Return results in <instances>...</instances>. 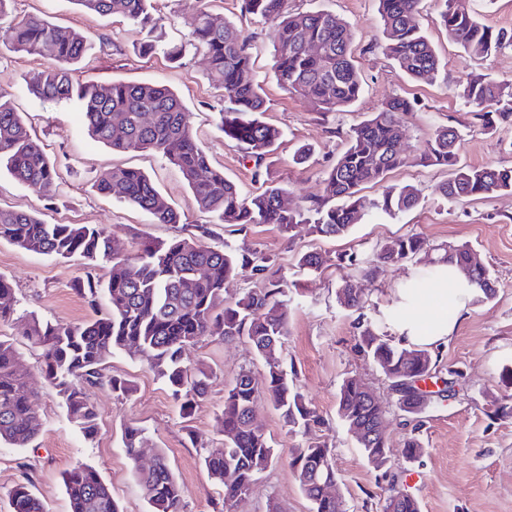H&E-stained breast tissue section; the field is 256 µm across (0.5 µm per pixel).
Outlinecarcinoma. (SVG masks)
Wrapping results in <instances>:
<instances>
[{
  "mask_svg": "<svg viewBox=\"0 0 512 512\" xmlns=\"http://www.w3.org/2000/svg\"><path fill=\"white\" fill-rule=\"evenodd\" d=\"M12 0H0V47L47 62L28 81V91L42 99H74L81 107L89 135L115 152H149L166 159L191 190L199 210L238 230L255 224H274L285 234L299 224L324 239L350 234L375 211L396 215L418 206L420 191L411 185L387 187L378 198L361 194L362 186L384 182L389 172L408 163L395 148L401 115L412 111L402 97L387 101L379 111L353 125L346 148L336 157L324 179L323 195L309 206L284 204L286 190L273 182L259 193L244 196L224 177L198 143L181 97L156 82H81L78 65L92 49L85 33L57 25L42 15L8 18ZM383 42L382 54L392 59L411 79H427L439 72L440 60L432 41L416 20L419 0H377ZM84 11L107 16L119 14L152 34L157 29L155 0H75ZM241 12L270 26L272 77L276 83L302 95L319 112H342L351 108L362 92V77L352 52L350 23L336 14L320 10L288 12V0H241ZM441 26L448 40L477 59L512 48V29H493L462 6V0H444ZM188 43L203 51L211 82L223 88L224 106L219 110L224 137L244 146V158L254 163V177L266 175L263 165L282 138V131L264 120L265 90L257 79L254 61L245 37L233 23L206 8L195 18ZM315 43L321 51L312 54ZM463 97L473 107L474 118L486 127L512 125V91L505 82H494L473 74L463 88ZM151 115L145 123L141 117ZM126 131L113 134L117 122ZM460 133L454 126L435 130L425 143L419 161L453 171V178L438 188L442 199L466 202L512 191V167H461L458 165ZM0 163L18 182L49 197L58 187L57 165L32 137L17 111L12 94L0 86ZM97 193L120 194L128 205L150 214L158 224H178L180 214L169 205L149 177L131 167H113L100 173ZM201 227L197 237L161 242L145 237L133 252L117 248L115 236L105 227L50 224L35 213H19L0 207V242L24 251L70 259L79 256L87 264H112L105 282L88 274L75 281L95 316L77 324H52L31 318L25 329L27 340L41 350L42 378L53 386L67 418L87 437L97 433L99 410L87 391L106 387L126 397L131 391L124 378L102 373L105 360L117 352L144 357L162 378L182 415L191 414L203 398L211 372L201 365L194 370L183 364L186 347L206 336L224 340L245 338L264 360L262 381L251 369H241L224 389L221 417L224 443L204 449L202 464L208 476L223 487L213 512H237L255 486L258 476L272 465L275 448L255 426L253 412L263 393L279 412L291 432L306 433L322 425V418L288 381L281 351L288 336V285L269 275L270 257L247 245L216 248L201 241L208 235ZM434 248L422 237L411 234L376 245L368 255H341L351 274L336 290L341 306L358 313L356 346L384 375L390 390L399 394L398 409L412 424L404 443L403 457L419 458L422 443L417 436L420 415L434 401L456 395L460 372L448 369L442 376L439 355L419 346L396 341L386 326L364 317V293L352 287V278L372 276L382 267L400 263L423 265V275L432 276L440 266L452 264L465 276L473 298L495 295L490 270L473 263L467 245L443 249L430 257ZM330 258L318 252L299 255L298 268L318 272ZM249 267L255 286L231 303L224 292L239 270ZM441 380L444 387L429 396L407 392L418 379ZM29 374L22 369L13 343L0 339V441L16 448L29 447L42 423L31 404ZM338 415L348 425L364 429L357 446L376 471L388 470L385 419L387 407L353 378L346 379L338 393ZM131 462L145 441L144 429L130 426L122 436ZM298 483L311 502V512H344L339 499L325 493L336 483L331 449L314 441L294 449L290 461ZM148 512H183L180 484L166 457L155 455L153 466L135 471ZM71 512H120L111 490L97 472L75 466L63 474ZM14 512H47L30 490V479L10 491ZM381 512H421L419 501L396 487L383 498Z\"/></svg>",
  "mask_w": 512,
  "mask_h": 512,
  "instance_id": "carcinoma-1",
  "label": "carcinoma"
}]
</instances>
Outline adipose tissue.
Wrapping results in <instances>:
<instances>
[{
    "label": "adipose tissue",
    "mask_w": 512,
    "mask_h": 512,
    "mask_svg": "<svg viewBox=\"0 0 512 512\" xmlns=\"http://www.w3.org/2000/svg\"><path fill=\"white\" fill-rule=\"evenodd\" d=\"M442 281L443 288L437 289L432 295L424 289H413L412 301L431 298L432 305L429 310L431 321L426 324L416 316L397 321L394 331L403 343L435 348L447 342L453 330L452 324L448 321V310L452 307L462 308L470 298L472 290L451 266L445 267Z\"/></svg>",
    "instance_id": "obj_1"
}]
</instances>
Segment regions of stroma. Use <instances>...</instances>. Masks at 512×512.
Instances as JSON below:
<instances>
[{"label": "stroma", "instance_id": "stroma-1", "mask_svg": "<svg viewBox=\"0 0 512 512\" xmlns=\"http://www.w3.org/2000/svg\"><path fill=\"white\" fill-rule=\"evenodd\" d=\"M209 8L237 26L249 38L255 70L264 80L268 121L281 128L283 141L266 159L274 183L288 192L290 205H309L323 193V180L346 142L350 127L368 118L391 97L415 101L414 111L403 115L400 149L408 164L392 171L386 184L420 189L419 206L391 216L373 213L352 233L322 240L297 226L283 235L270 224L248 227L244 234L230 233L215 218L200 212L176 169L155 154L115 153L94 141L73 100H43L29 94L26 80L43 67V60L0 52V86L14 95L16 108L32 126L48 155L56 159L61 184L52 197H44L0 172V206L18 212H39L55 224H90L108 227L118 245L133 251L140 237L168 239L197 235L207 226V243H248L273 259V272L288 282L290 318L282 355L295 370L293 381L319 413L323 423L311 436L289 432L279 413L258 399L254 414L271 438L278 458L260 474L240 512H266L276 500L283 512H310L311 503L288 468L292 448L309 437L325 440L332 448L337 472L336 492L345 512H377L375 499L389 484L418 499L422 512H512V417L495 416L498 399L512 394V193L479 198L463 204L442 202L435 193L451 173L448 169L417 163L416 155L436 128L457 126L462 134L461 163L470 166H512V126L489 130L474 118L461 95L467 78L482 74L495 81H512V50L505 49L481 60L448 41L439 24L443 0H420L419 22L434 43L441 60L436 79L407 78L387 56L368 52L381 39L376 0H288L291 12L326 9L353 26L352 48L363 78V92L348 112H317L302 97L280 88L269 78L272 44L268 25L240 14L239 0H156L161 16L159 33L168 45L187 41L194 17ZM12 14H44L56 24L91 34L97 43L81 65L80 81H157L172 88L185 102L200 145L243 195L256 189L253 165L218 127L217 112L223 95L208 79L202 51L188 49L184 58L170 62L163 53L142 56L137 47L144 35L120 16L82 12L73 0H14ZM306 146V164L293 160L297 148ZM114 166L145 172L158 191L181 215L177 224H157L151 216L114 196L95 192L92 182ZM385 184V185H386ZM416 234L434 246L469 244L480 262L495 277V297L469 302L452 317L454 330L440 351L442 364L458 368L455 398L430 406L423 416L422 455L413 462L402 456L408 427L398 411L387 421L388 451L395 480L380 476L362 456L353 436L337 416L336 395L343 379L353 377L372 388L383 401L392 395L385 377L359 353L358 331L351 312L336 301L342 267L329 266L310 275L296 266L298 252L316 250L330 256L368 254L382 241ZM82 260H62L30 254L0 242V274L15 288L17 312L0 323V337L12 340L21 363L34 379L32 403L42 419V429L32 447L19 449L0 444V512H13L11 488L30 476L33 492L47 512H69L61 475L75 465L93 467L109 487L122 512H148L141 486L125 454L121 436L130 425L144 428L149 453H163L182 491L184 512H212V501L222 488L201 464L204 448L223 439L218 417L224 406V387L243 368L262 375L263 365L252 346L243 340L207 337L188 346V366L205 363L211 377L205 397L188 417H180L177 404L164 381L139 356L119 352L107 359L105 375L126 378L132 385L128 397L118 398L104 387L90 388L100 410L96 435L84 436L66 417L56 390L39 377L41 351L23 336L31 317L62 324L83 322L93 312L73 283L86 274ZM367 296L370 317L425 315L428 302L407 305L398 290L412 283L437 289L435 280L421 276L417 266L400 264L381 269L374 278H357ZM27 471H20L19 462Z\"/></svg>", "mask_w": 512, "mask_h": 512}]
</instances>
